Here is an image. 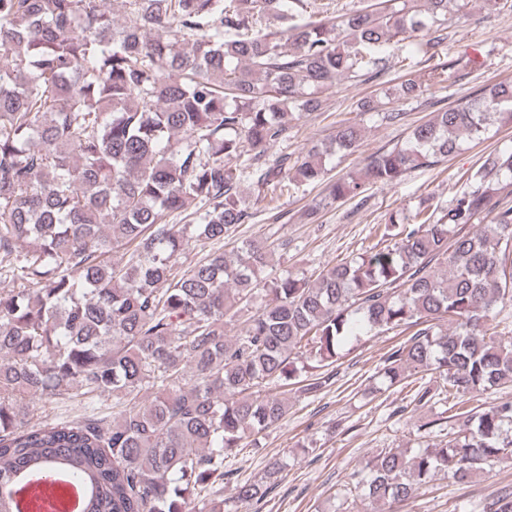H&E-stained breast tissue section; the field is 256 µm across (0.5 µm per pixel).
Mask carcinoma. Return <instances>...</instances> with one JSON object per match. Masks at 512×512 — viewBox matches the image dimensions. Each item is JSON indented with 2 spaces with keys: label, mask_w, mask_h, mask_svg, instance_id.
Here are the masks:
<instances>
[{
  "label": "carcinoma",
  "mask_w": 512,
  "mask_h": 512,
  "mask_svg": "<svg viewBox=\"0 0 512 512\" xmlns=\"http://www.w3.org/2000/svg\"><path fill=\"white\" fill-rule=\"evenodd\" d=\"M122 2L118 25L105 0H0V276L14 283L0 291V512H15L17 482L53 469L88 488L85 512H224L213 484L226 459L287 416L288 389L330 385L357 330L409 332L385 359L391 385L434 370L463 404L512 384V331L497 320L512 305V151L488 157L448 207L390 215L389 244L312 282L261 277L288 247L274 229L235 240L232 260L224 251L254 218L242 179L274 196L357 152L362 130L343 122L296 158L267 155L318 94L383 78V48L399 36L442 42L467 0H380L338 17L308 0ZM392 103L385 93L361 110L396 124ZM501 124L512 125L511 82L415 125L331 182L329 198L394 184ZM195 200L203 211L175 230L171 215ZM197 248L208 252L182 268ZM117 250L125 262H112ZM62 401L84 413L59 415ZM506 459L509 398L445 442L381 450L358 485L393 512L438 475L463 481ZM282 468L238 483L237 500L261 502ZM482 512H512V491Z\"/></svg>",
  "instance_id": "1"
}]
</instances>
